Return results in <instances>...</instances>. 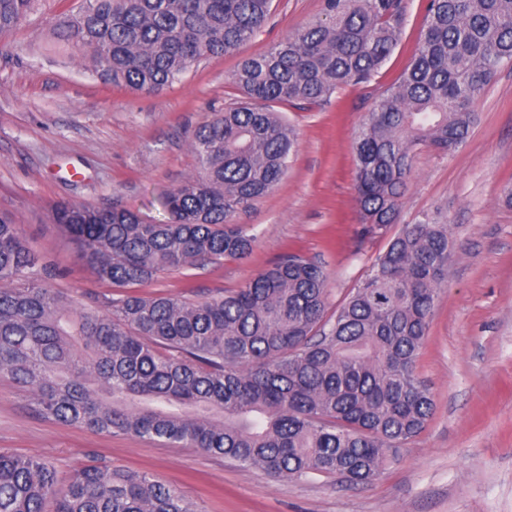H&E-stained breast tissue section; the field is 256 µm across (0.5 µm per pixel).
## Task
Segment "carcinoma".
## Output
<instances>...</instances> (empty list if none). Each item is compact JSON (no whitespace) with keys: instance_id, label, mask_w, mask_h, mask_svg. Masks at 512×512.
I'll use <instances>...</instances> for the list:
<instances>
[{"instance_id":"cac0c4a2","label":"carcinoma","mask_w":512,"mask_h":512,"mask_svg":"<svg viewBox=\"0 0 512 512\" xmlns=\"http://www.w3.org/2000/svg\"><path fill=\"white\" fill-rule=\"evenodd\" d=\"M34 0H0V38ZM272 0H82L57 38L109 82L150 93L221 57L268 20ZM403 0H324L322 16L232 75L245 99L193 135L194 176L158 198L164 218L59 204L57 224L102 282L124 290L76 307L43 284L48 264L0 217V376L66 425L195 448L274 479H376L419 435L434 400L415 363L448 280L451 227L426 215L388 242L334 309L323 268L285 252L242 287L184 300L134 289L171 267L248 255L234 215L272 193L293 129L273 105L321 104L370 83L390 58ZM512 66V0H427L418 48L355 138L362 234L396 223L421 148L468 141L473 104ZM198 512L148 473L95 464L62 478L0 452V512Z\"/></svg>"}]
</instances>
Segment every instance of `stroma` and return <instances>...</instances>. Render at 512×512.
Instances as JSON below:
<instances>
[{
	"label": "stroma",
	"instance_id": "stroma-1",
	"mask_svg": "<svg viewBox=\"0 0 512 512\" xmlns=\"http://www.w3.org/2000/svg\"><path fill=\"white\" fill-rule=\"evenodd\" d=\"M425 3L405 0L399 43L374 81L344 87L322 105H279L295 132L288 171L234 217L256 238L251 254L168 268L139 291L192 301L220 295L296 250L323 266L335 304L400 225L437 216L452 226L453 257L416 364L434 399L427 428L371 484L275 480L193 448L61 424L31 411L28 392L3 377L1 451L40 458L64 477L96 461L145 471L200 512H512V204L504 196L512 186V67L476 101L478 120L462 149L415 153L397 224L360 234L355 135L412 59ZM77 7V0H36L0 42V215L59 268L47 287L88 307L118 292L78 260L52 222V206L119 205L159 218L158 197L196 172L194 131L241 99L232 73L320 16L323 0H273L272 16L250 40L152 93L103 83L57 40L61 15Z\"/></svg>",
	"mask_w": 512,
	"mask_h": 512
}]
</instances>
